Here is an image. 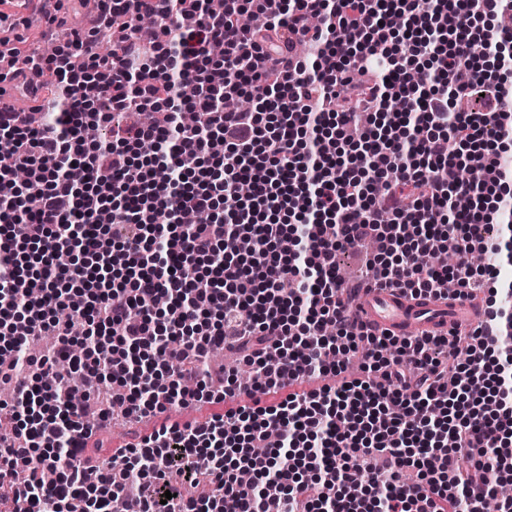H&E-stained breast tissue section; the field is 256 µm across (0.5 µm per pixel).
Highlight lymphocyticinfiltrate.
<instances>
[{"instance_id": "lymphocytic-infiltrate-1", "label": "lymphocytic infiltrate", "mask_w": 512, "mask_h": 512, "mask_svg": "<svg viewBox=\"0 0 512 512\" xmlns=\"http://www.w3.org/2000/svg\"><path fill=\"white\" fill-rule=\"evenodd\" d=\"M476 41L494 73L470 56ZM3 61L58 102L38 126L0 105V502L268 512L273 484L279 512H483L512 479V310L470 334L359 333L336 261L371 241L375 281L410 295L446 297L450 280L461 300L512 293V243L481 233L512 223V165L485 154L512 141V0H97L65 50L17 37ZM89 125L109 139L87 141ZM245 180L251 194L236 197ZM183 211L209 219L158 221ZM242 237L252 252H235ZM66 246L79 261L63 270L51 257ZM475 252L493 263L473 269ZM68 306L92 350L57 317ZM46 334L50 356L30 355ZM226 348L253 366L250 389L213 378L206 359ZM334 351L360 355L361 377L293 391L339 374ZM60 362L110 383L129 417L225 410L137 435L114 449L115 469L89 455L95 431L68 385L46 383ZM409 466L417 482L403 480ZM168 410L164 415L161 417L169 416L170 418L174 420H189L192 418H202L209 416L213 413H221L224 411V406L222 405H210V404H200L196 406L195 408L191 409H183L180 405L174 404V405H168ZM184 411V412H180Z\"/></svg>"}]
</instances>
